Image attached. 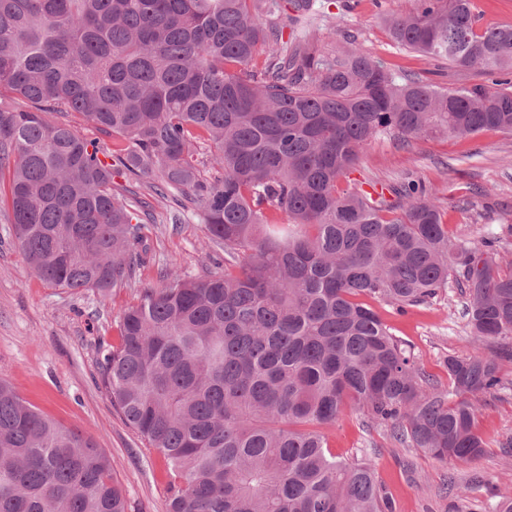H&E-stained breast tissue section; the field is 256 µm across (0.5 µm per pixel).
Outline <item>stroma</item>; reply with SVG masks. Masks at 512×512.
I'll use <instances>...</instances> for the list:
<instances>
[{
    "mask_svg": "<svg viewBox=\"0 0 512 512\" xmlns=\"http://www.w3.org/2000/svg\"><path fill=\"white\" fill-rule=\"evenodd\" d=\"M416 6L417 0H333L329 11L341 31H318V45L335 54L352 42L392 68L451 89L487 83L480 71L442 69L427 56L392 45L379 15L407 13ZM407 177L433 188L453 238L476 243L512 227L510 134L486 130L463 140H420L409 148L381 137L340 186L393 184ZM154 215L151 263L137 270L129 287L107 296L44 283L0 223V379L41 414L81 431L102 449L128 512H167L166 462L113 407L102 383L103 356L118 342L122 311L136 303L140 288L158 284L162 268L174 265L194 278L224 271V252L204 225L192 219L169 223L165 207H155ZM464 301L451 283L404 313L378 300L370 306L410 346L416 363L443 380L448 356L464 357L476 349L463 316ZM502 377L503 389L479 419L491 446L471 463L442 464L399 447L356 414L327 429L328 445L341 458H369L397 512H494L499 489L512 485V447L506 445L512 440V362L505 363ZM450 478L467 486L466 497L443 492Z\"/></svg>",
    "mask_w": 512,
    "mask_h": 512,
    "instance_id": "35a3bbf8",
    "label": "stroma"
}]
</instances>
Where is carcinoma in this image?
<instances>
[{"label":"carcinoma","mask_w":512,"mask_h":512,"mask_svg":"<svg viewBox=\"0 0 512 512\" xmlns=\"http://www.w3.org/2000/svg\"><path fill=\"white\" fill-rule=\"evenodd\" d=\"M417 2L383 18L393 45L491 84L327 54L313 0H0V216L32 271L130 285L155 218L117 177L182 195L171 223L189 214L224 248L222 275L172 266L141 288L104 356L112 405L166 461L167 512H396L370 461L328 447L349 409L441 463L487 447L478 420L512 361L504 237L451 239L421 181L337 189L380 135L512 134V26ZM450 282L477 349L448 356L445 386L362 298L404 311ZM0 512H128L102 450L4 381Z\"/></svg>","instance_id":"carcinoma-1"}]
</instances>
